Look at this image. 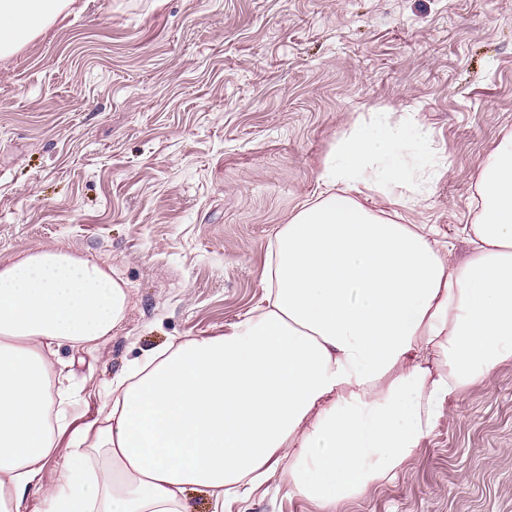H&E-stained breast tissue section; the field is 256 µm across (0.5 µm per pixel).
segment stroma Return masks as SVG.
Wrapping results in <instances>:
<instances>
[{"label":"stroma","mask_w":512,"mask_h":512,"mask_svg":"<svg viewBox=\"0 0 512 512\" xmlns=\"http://www.w3.org/2000/svg\"><path fill=\"white\" fill-rule=\"evenodd\" d=\"M379 110L430 127L437 174L403 215L466 253L477 173L512 133V0H76L0 60V262L60 246L130 291L96 350L58 349L77 423L133 360L260 299L274 233ZM283 483L224 512H512V358L396 482L333 509Z\"/></svg>","instance_id":"stroma-1"}]
</instances>
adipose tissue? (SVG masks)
Segmentation results:
<instances>
[{
	"instance_id": "1",
	"label": "adipose tissue",
	"mask_w": 512,
	"mask_h": 512,
	"mask_svg": "<svg viewBox=\"0 0 512 512\" xmlns=\"http://www.w3.org/2000/svg\"><path fill=\"white\" fill-rule=\"evenodd\" d=\"M74 3L0 0V58ZM429 137L384 111L354 123L276 232L262 298L220 335L134 361L65 449L57 349L119 329L127 284L61 247L0 264V501L22 508L57 459L64 481L38 512H185L192 487L224 512L280 469L330 507L396 480L444 402L512 357V134L478 172L463 259L434 225L377 206L418 203Z\"/></svg>"
}]
</instances>
